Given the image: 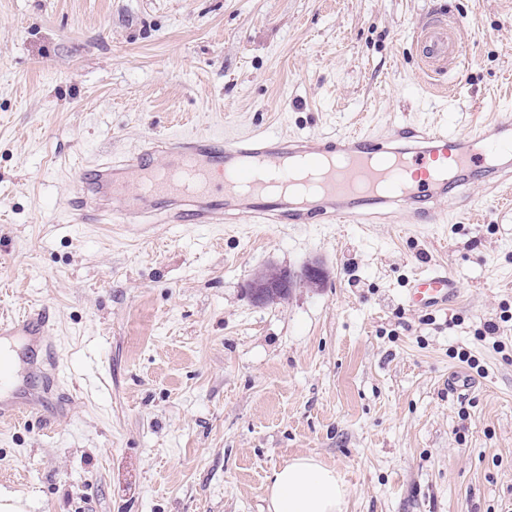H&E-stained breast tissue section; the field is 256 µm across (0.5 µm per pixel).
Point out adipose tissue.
<instances>
[{
    "label": "adipose tissue",
    "instance_id": "adipose-tissue-1",
    "mask_svg": "<svg viewBox=\"0 0 512 512\" xmlns=\"http://www.w3.org/2000/svg\"><path fill=\"white\" fill-rule=\"evenodd\" d=\"M266 502L268 512H343L345 490L334 469L298 457L273 471Z\"/></svg>",
    "mask_w": 512,
    "mask_h": 512
}]
</instances>
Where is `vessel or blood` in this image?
Segmentation results:
<instances>
[{
	"label": "vessel or blood",
	"instance_id": "b4317fda",
	"mask_svg": "<svg viewBox=\"0 0 512 512\" xmlns=\"http://www.w3.org/2000/svg\"><path fill=\"white\" fill-rule=\"evenodd\" d=\"M416 51L430 73L462 62L455 29L436 18L420 27ZM466 135L416 124L385 134L228 136L183 132L153 140L121 162L94 156L71 193L75 224H365L380 209L411 211L436 224L438 202L456 208L475 181L493 185L512 174V109ZM141 189L130 192V181ZM456 280L433 271L407 290L411 307H447ZM47 308L0 319L1 336H50Z\"/></svg>",
	"mask_w": 512,
	"mask_h": 512
}]
</instances>
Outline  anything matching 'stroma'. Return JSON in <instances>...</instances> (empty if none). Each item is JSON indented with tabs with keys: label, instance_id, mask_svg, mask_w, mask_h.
<instances>
[{
	"label": "stroma",
	"instance_id": "stroma-1",
	"mask_svg": "<svg viewBox=\"0 0 512 512\" xmlns=\"http://www.w3.org/2000/svg\"><path fill=\"white\" fill-rule=\"evenodd\" d=\"M436 16L464 52L442 97L414 49ZM497 102L512 106V0H0V317L49 308L63 371L19 373L11 399L63 414L0 426V498L267 512L272 471L305 456L336 469L344 512H512V188L472 184L440 224L137 235L67 215L98 150L189 129L464 134ZM312 262L318 285L248 300L255 273ZM432 269L457 299L409 307Z\"/></svg>",
	"mask_w": 512,
	"mask_h": 512
}]
</instances>
